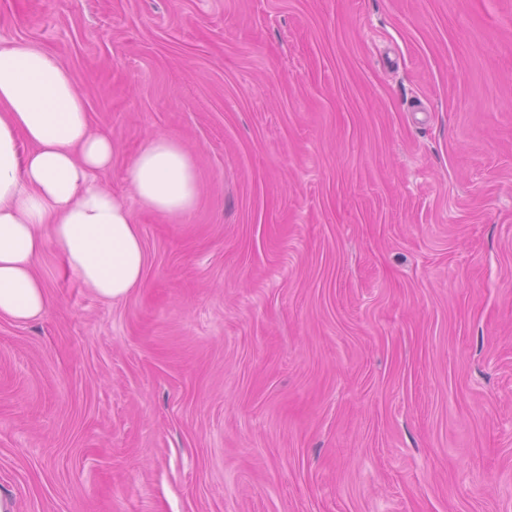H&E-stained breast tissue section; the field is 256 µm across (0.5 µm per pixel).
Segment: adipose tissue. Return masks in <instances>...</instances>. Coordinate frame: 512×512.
Wrapping results in <instances>:
<instances>
[{
    "instance_id": "adipose-tissue-1",
    "label": "adipose tissue",
    "mask_w": 512,
    "mask_h": 512,
    "mask_svg": "<svg viewBox=\"0 0 512 512\" xmlns=\"http://www.w3.org/2000/svg\"><path fill=\"white\" fill-rule=\"evenodd\" d=\"M114 154L56 55L24 43L0 47V318L46 313L49 290L36 263L50 246L64 272L100 299L122 300L141 283L147 255L133 212L94 178ZM127 179L143 206L172 218L198 197L189 153L166 135L142 147Z\"/></svg>"
}]
</instances>
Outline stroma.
<instances>
[{
  "label": "stroma",
  "mask_w": 512,
  "mask_h": 512,
  "mask_svg": "<svg viewBox=\"0 0 512 512\" xmlns=\"http://www.w3.org/2000/svg\"><path fill=\"white\" fill-rule=\"evenodd\" d=\"M148 266L0 318L13 512H512V0H0ZM189 152L192 211L127 166ZM127 179L134 195L148 209L179 218L198 197V177L189 153L175 138H151L130 162Z\"/></svg>",
  "instance_id": "1"
}]
</instances>
